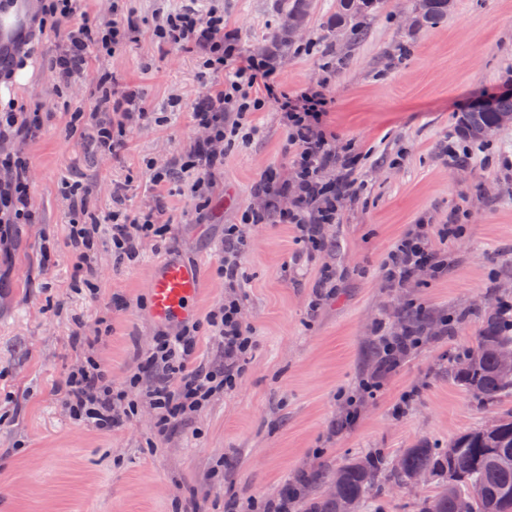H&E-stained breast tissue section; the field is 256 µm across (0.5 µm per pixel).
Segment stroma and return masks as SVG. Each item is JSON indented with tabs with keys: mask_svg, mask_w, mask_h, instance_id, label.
Instances as JSON below:
<instances>
[{
	"mask_svg": "<svg viewBox=\"0 0 512 512\" xmlns=\"http://www.w3.org/2000/svg\"><path fill=\"white\" fill-rule=\"evenodd\" d=\"M132 13L135 42L94 59L86 81L58 86L49 62L52 30L36 33L37 61L26 84L9 99L39 109L43 126L21 142L31 160L33 223L12 226L0 240V512H266L286 493L305 499L326 493L332 473L351 457L381 452L395 459L426 441L447 448L456 435L492 417L448 376V364L477 335L485 317L512 310V126L483 138L462 166L439 151L452 139L462 113L512 85V0H452L447 17L417 22L419 0H381L336 29V0H310L299 34L276 36L293 0H198L223 11L245 52L274 51L277 79L288 91H321L329 101L324 129L337 149L355 144L365 160L364 193L339 204L330 225L333 246L306 256L286 224L250 228L239 261L245 285L236 294L257 345L236 388L217 394L189 425L157 436L152 410L141 406L120 431L102 433L75 420L59 387L85 356L75 330L96 339L95 355L112 386L127 390L138 353L177 321L148 308L155 263L175 258L198 264L202 286L193 322L197 356L219 355L207 317L229 291L221 272L224 227L249 207L260 173L293 171L276 104L253 116L261 132L248 146L224 152L209 204L199 208L184 182L159 189L150 166L173 164L199 132L191 111L220 73L203 74L198 51L169 50L154 28L182 0H85L92 19L111 16L113 3ZM137 87L164 125H127L120 158L97 153L91 127L72 135V112H93L101 74ZM67 183L87 190L86 207L101 224L92 259L96 293L81 287L66 245L72 213ZM125 186L130 214L165 205V239L148 241L138 260L117 259L107 220L112 191ZM464 234L444 240L448 219ZM428 227V240L448 261L443 277L417 274L405 288L387 287L384 261L403 233ZM336 269V292L311 312L323 268ZM423 306L432 336L381 381L374 395L359 386L373 367L379 333L399 332L408 305ZM407 405L402 415L393 406ZM441 477L378 490L365 512H420Z\"/></svg>",
	"mask_w": 512,
	"mask_h": 512,
	"instance_id": "35a3bbf8",
	"label": "stroma"
}]
</instances>
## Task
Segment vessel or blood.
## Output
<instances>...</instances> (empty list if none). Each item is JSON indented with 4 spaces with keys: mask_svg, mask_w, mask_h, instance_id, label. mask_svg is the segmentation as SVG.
I'll list each match as a JSON object with an SVG mask.
<instances>
[{
    "mask_svg": "<svg viewBox=\"0 0 512 512\" xmlns=\"http://www.w3.org/2000/svg\"><path fill=\"white\" fill-rule=\"evenodd\" d=\"M200 269L185 262L168 261L153 273L149 286L150 305L161 319H185L199 291Z\"/></svg>",
    "mask_w": 512,
    "mask_h": 512,
    "instance_id": "b4317fda",
    "label": "vessel or blood"
}]
</instances>
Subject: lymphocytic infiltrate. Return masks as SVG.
Wrapping results in <instances>:
<instances>
[{"label":"lymphocytic infiltrate","instance_id":"1","mask_svg":"<svg viewBox=\"0 0 512 512\" xmlns=\"http://www.w3.org/2000/svg\"><path fill=\"white\" fill-rule=\"evenodd\" d=\"M82 0H44L40 15L33 22L38 29L52 28L58 37V53L50 69L59 85L68 87L85 80L92 58L112 56L134 39L136 25L123 11H115L112 21L99 24L81 9ZM154 34L168 47L198 49L204 70L224 72L222 87L203 95L192 109L198 128L205 137L195 143L190 160L181 165L193 179L192 193H199L212 168L224 162L225 146L251 143L259 129L251 116L261 111L268 100L280 104L281 120L287 133L288 149L293 154L292 180L281 179L268 169L261 173L255 195L265 196L263 209H246L240 223L224 227V281L236 288L239 280V253L245 245L246 226L252 224H292L301 241L313 249L326 248V228L337 223V204L356 195L359 180L358 156L337 153L320 128L328 103L320 92L290 95L276 78L273 57L243 53L235 30L215 10L201 11L196 0H187L178 11L167 15ZM114 81L105 77L98 83L96 109L110 113L108 122L99 124L97 142L103 152L119 157L126 148L120 131L128 122L149 118L141 92L128 89L116 92ZM41 126L36 112L10 107L0 110V224L31 223L29 163L12 149L13 141L27 139ZM335 179H325L327 171ZM289 197L288 208L279 200ZM155 208L129 217L114 210L110 226L112 250L118 258L130 261L139 257L140 242L163 237L167 227ZM422 268L441 273L446 269L443 256L427 242L422 226L408 229L389 252L385 261L387 279L405 287ZM208 325L218 339L224 362L218 367L195 363V327L182 326L172 336H156L144 365L130 378L131 385H143V395L155 414L157 435H166L173 421L196 415L220 389H233L243 366L244 355L252 348L254 329L241 317L237 299L225 300L223 307L210 312ZM65 405L71 414L103 433L120 430L137 412V404L127 393L113 389L107 370L92 362L69 372L66 378Z\"/></svg>","mask_w":512,"mask_h":512}]
</instances>
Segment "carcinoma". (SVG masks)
I'll return each mask as SVG.
<instances>
[{"label":"carcinoma","instance_id":"cac0c4a2","mask_svg":"<svg viewBox=\"0 0 512 512\" xmlns=\"http://www.w3.org/2000/svg\"><path fill=\"white\" fill-rule=\"evenodd\" d=\"M380 0H336L335 25L340 28L351 19L375 10ZM309 0H295L288 10L282 32L291 29L306 18ZM448 0H420L419 19L432 24L448 16ZM502 112L512 113V95H502L494 100L488 110L469 112L460 119V127L471 137L495 125ZM512 346V325L490 316L478 336L466 347L465 354L450 366L452 378L469 390L480 401L495 406L512 394V377L504 375L497 350ZM498 425L492 432L480 427L457 435L448 448L438 451L422 441L407 448L397 461L394 480L409 483L419 472L441 473L451 469L456 479L443 486L422 507V512H456L459 495L469 487L480 484L487 491L477 505V512H512V466L505 467L500 459L512 456V411L496 413ZM378 457L366 456L348 460L342 465V479L337 497L328 495L303 502L302 512H338L345 502L356 509L379 486Z\"/></svg>","mask_w":512,"mask_h":512}]
</instances>
